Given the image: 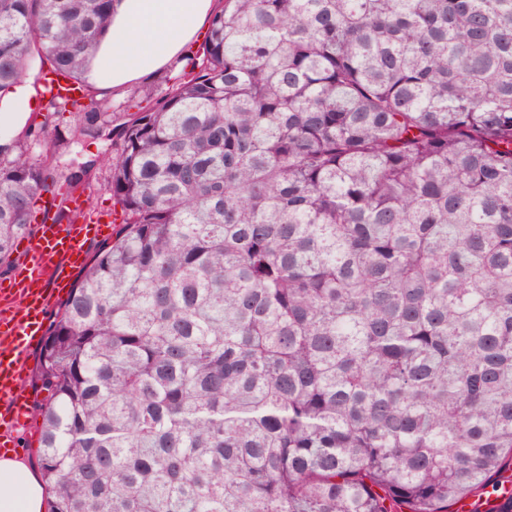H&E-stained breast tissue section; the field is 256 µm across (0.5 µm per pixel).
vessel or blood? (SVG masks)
<instances>
[{
  "instance_id": "b4317fda",
  "label": "vessel or blood",
  "mask_w": 512,
  "mask_h": 512,
  "mask_svg": "<svg viewBox=\"0 0 512 512\" xmlns=\"http://www.w3.org/2000/svg\"><path fill=\"white\" fill-rule=\"evenodd\" d=\"M107 228L103 219L40 222L24 250L30 264L0 286V438L11 439L27 415L21 383L33 344L44 334L46 311L69 288L89 243Z\"/></svg>"
}]
</instances>
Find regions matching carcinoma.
Here are the masks:
<instances>
[{
    "label": "carcinoma",
    "mask_w": 512,
    "mask_h": 512,
    "mask_svg": "<svg viewBox=\"0 0 512 512\" xmlns=\"http://www.w3.org/2000/svg\"><path fill=\"white\" fill-rule=\"evenodd\" d=\"M113 0H0V274L39 202L120 227L31 375L48 512H448L512 470V0H218L103 112ZM90 103H84V100ZM69 117H64V114ZM49 145L34 161L30 145ZM16 106L19 112L1 113L0 115V137L6 132L11 131L15 125L23 118L21 113L28 112L34 102L29 100L27 86H21L16 93ZM30 112H28L27 116ZM32 113V112H31ZM30 113V114H31ZM111 143V141H99L92 144H86L83 148L79 146L76 149L81 151L80 155H78L79 161H84L88 158L97 159L98 161L96 170L97 179L93 181L95 197L98 200V209H107L112 204L110 194L103 186L104 170L112 152Z\"/></svg>",
    "instance_id": "obj_1"
}]
</instances>
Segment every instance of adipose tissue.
<instances>
[{
    "instance_id": "1",
    "label": "adipose tissue",
    "mask_w": 512,
    "mask_h": 512,
    "mask_svg": "<svg viewBox=\"0 0 512 512\" xmlns=\"http://www.w3.org/2000/svg\"><path fill=\"white\" fill-rule=\"evenodd\" d=\"M213 0H114L112 17L92 61L96 100L123 91L181 56L206 25ZM36 471L23 455H0V512H45Z\"/></svg>"
}]
</instances>
